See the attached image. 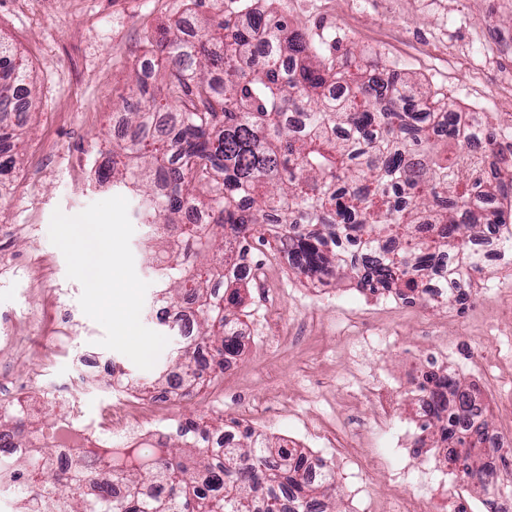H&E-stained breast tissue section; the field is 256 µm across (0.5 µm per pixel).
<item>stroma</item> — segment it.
Masks as SVG:
<instances>
[{
    "label": "stroma",
    "mask_w": 512,
    "mask_h": 512,
    "mask_svg": "<svg viewBox=\"0 0 512 512\" xmlns=\"http://www.w3.org/2000/svg\"><path fill=\"white\" fill-rule=\"evenodd\" d=\"M44 13L24 0H0V42L25 65L33 102L20 129L23 149L7 177L12 189L0 197V252L14 256L21 273L0 278V336L40 309L47 290L64 292L76 313V334L68 351L47 367L35 358L0 357V377L15 382L31 402L46 388L71 395L85 414L101 417L123 399L122 388L84 385L79 360L87 354L100 362V376L123 370L130 384L152 385L157 371L171 367L179 340L170 337L154 369H138L125 355L100 346L103 328L82 312V286L67 276L62 252L49 239L54 210L72 216L91 203L112 197L108 186L92 187L85 175L97 154L112 148L107 116L122 109L133 92L135 70L156 57L145 37L180 18L183 0H49ZM288 22L317 37L335 39L339 48L380 53L398 78L421 84L428 93H447L456 110L485 112L502 127L503 144L512 143V98L496 96L502 74L512 72V0H288ZM493 15L482 44L497 67L483 69L471 60H451L448 43L469 38L474 19ZM148 227L138 224L130 247L138 276L149 288L142 324L161 331L154 297V266L145 252ZM281 279L273 324L261 327L262 295L249 288L238 314L244 334L232 360L233 373L212 374L195 399L173 404L177 420L224 424L241 421L252 401L265 418L252 429L275 437L303 438L306 453L322 458L336 473L338 512H371L370 505L394 492L421 496L416 478L441 470L444 460L432 432L412 425L408 397L414 363L432 349L448 351V364L462 385L475 386L489 403L490 430L512 429V375L501 362L512 359V264L485 260L465 303L430 305L387 303L382 295L364 296L350 278H332L329 302L319 304L316 327L299 316L310 303V280L289 268ZM386 330L388 344L373 346L363 333ZM467 345L483 356L472 370L455 351ZM388 383L402 398L393 424L409 428L419 441L415 453L400 456L381 447L373 419L375 406L363 384Z\"/></svg>",
    "instance_id": "obj_1"
}]
</instances>
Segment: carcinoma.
<instances>
[{
  "instance_id": "carcinoma-1",
  "label": "carcinoma",
  "mask_w": 512,
  "mask_h": 512,
  "mask_svg": "<svg viewBox=\"0 0 512 512\" xmlns=\"http://www.w3.org/2000/svg\"><path fill=\"white\" fill-rule=\"evenodd\" d=\"M250 0H190L209 11L196 38L180 35V22L149 36L168 60L165 79L135 74L143 109L126 113L128 142L112 147L102 177L132 194L139 224L168 231L171 254L156 266L157 298L195 310L199 336L214 369L238 353L242 276L228 260L247 250L256 230L271 236L294 272L313 279L344 273L357 288L382 289L406 299L430 294L464 301L461 281L482 271L471 242L486 241L512 257V238L499 236L492 213H464L475 196L512 205V152L496 150L502 129L484 113L457 112L447 96L425 99L402 80L366 76L350 50L336 54L301 29L288 30L271 11L242 23ZM291 63L278 75L259 46ZM23 64L0 42V129L23 125L30 102L16 103L26 86ZM347 94L329 99L331 86ZM13 135L0 134V177L14 167ZM202 211L212 224H187L182 214ZM180 376L166 372L163 392L199 384L198 351L175 350ZM444 384L437 383L423 424L454 444L467 481L483 486L487 474L482 436L487 422L465 438L441 418ZM458 414L473 416L477 399L453 384ZM223 426L189 419L169 440L126 452L122 466L101 464L99 479L126 488L112 499L95 491L90 472L77 464L62 473L49 466L55 448L31 442L8 458L22 500L39 497L41 512H333L334 472L307 476L309 456L250 428L232 456L203 447Z\"/></svg>"
}]
</instances>
